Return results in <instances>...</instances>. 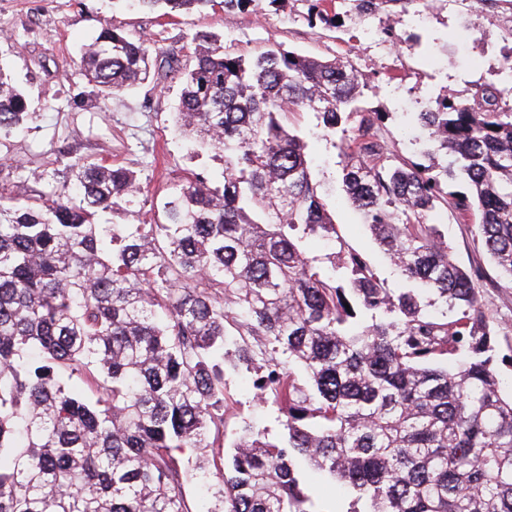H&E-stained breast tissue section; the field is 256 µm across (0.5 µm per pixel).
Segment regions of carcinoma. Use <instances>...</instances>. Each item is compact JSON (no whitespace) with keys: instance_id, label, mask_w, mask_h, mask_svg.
<instances>
[{"instance_id":"cac0c4a2","label":"carcinoma","mask_w":512,"mask_h":512,"mask_svg":"<svg viewBox=\"0 0 512 512\" xmlns=\"http://www.w3.org/2000/svg\"><path fill=\"white\" fill-rule=\"evenodd\" d=\"M160 17L258 0H137ZM402 17L420 0H353ZM175 106L224 155L222 185L184 178L159 224H100L140 204L130 169L77 158L48 192L0 189V512H191L184 479L223 446L224 373H255L286 434L242 421L206 512H320L312 475L348 512H512V391L501 388L485 273L457 263L429 218L474 233L512 288V102L492 84L449 93L396 160L352 65L276 45L253 59L197 33ZM151 44L105 26L79 69L103 105L150 77ZM337 140L343 190L407 282L386 287L336 236L306 141ZM32 117L0 69V135ZM356 123H351L352 118ZM460 183L462 189L448 190ZM336 241L343 258L312 254ZM441 305L445 313L432 307Z\"/></svg>"}]
</instances>
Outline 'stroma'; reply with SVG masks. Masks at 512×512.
<instances>
[{"mask_svg": "<svg viewBox=\"0 0 512 512\" xmlns=\"http://www.w3.org/2000/svg\"><path fill=\"white\" fill-rule=\"evenodd\" d=\"M311 0H260L255 12H180L170 18L114 6L112 0H0V69L24 92L37 114L25 129L12 134L8 153L0 154V178L33 187V173L64 175L76 157L102 159L133 170L144 187L138 212L123 204L110 211L112 224H151L162 218V205L189 173L222 183L224 161L217 154L194 153L175 130L172 108L181 78L173 72L160 83L127 90L107 108L73 66L82 48L115 21L151 42L157 55L190 54L195 32L220 35L226 50L251 56L277 43L318 58L344 57L363 73L370 86L359 105L386 113L381 137L389 154L420 160L421 141L406 131L407 115L430 105L446 90L467 98L473 82L503 83L500 69L508 43L502 24L491 19L476 0H426L402 22L389 24L385 14H356L352 0H335L341 23L326 26L308 21ZM307 135L308 152L324 190L336 230L351 247L364 253L388 287L404 282L381 254L376 241L340 191V157L323 137L313 113L291 116ZM436 227L457 262L480 267L487 275L485 297L500 336L512 340V288L500 287L494 264L470 227L450 213H438ZM246 371L224 376L232 400L228 430L247 420L280 435L279 412L263 402Z\"/></svg>", "mask_w": 512, "mask_h": 512, "instance_id": "obj_1", "label": "stroma"}]
</instances>
